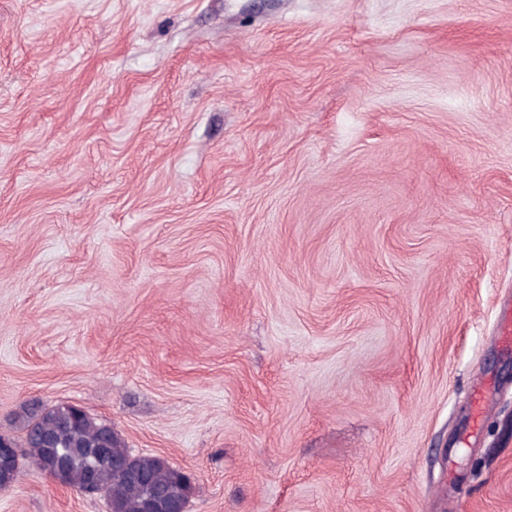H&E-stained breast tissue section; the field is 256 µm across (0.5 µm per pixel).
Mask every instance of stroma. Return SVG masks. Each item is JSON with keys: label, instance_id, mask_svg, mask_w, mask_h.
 Segmentation results:
<instances>
[{"label": "stroma", "instance_id": "1", "mask_svg": "<svg viewBox=\"0 0 512 512\" xmlns=\"http://www.w3.org/2000/svg\"><path fill=\"white\" fill-rule=\"evenodd\" d=\"M509 296L512 0H0V433L82 406L188 512H512ZM0 512L108 506L26 457Z\"/></svg>", "mask_w": 512, "mask_h": 512}]
</instances>
